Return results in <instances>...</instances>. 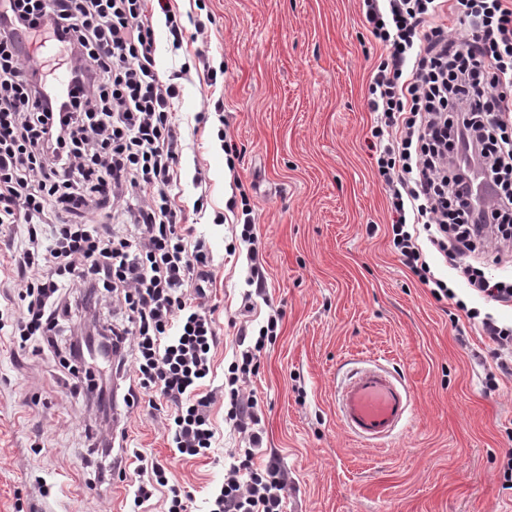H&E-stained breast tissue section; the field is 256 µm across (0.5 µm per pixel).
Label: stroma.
Masks as SVG:
<instances>
[{"label": "stroma", "instance_id": "1", "mask_svg": "<svg viewBox=\"0 0 512 512\" xmlns=\"http://www.w3.org/2000/svg\"><path fill=\"white\" fill-rule=\"evenodd\" d=\"M178 0L181 49L155 18L162 76L203 63L223 66L216 84L179 80L185 149L179 204L205 210L197 232L213 254L209 303L223 341L216 394L239 329L257 333L281 311L280 332L246 387L263 428L259 461L277 454L288 474L284 512H512L503 471L512 458V376L494 370V344L475 328L457 332L456 299L467 283L449 271L457 297L436 300L401 263L391 241L388 188L367 141L372 71L386 55L362 21L359 0ZM204 22V34L195 25ZM209 120L196 127V113ZM236 145L228 169L217 138ZM208 192L192 185L195 168ZM247 197L255 218L262 296L246 297L247 246L227 203ZM371 363L399 375L409 419L382 445L347 433L336 399L346 374ZM59 358L0 332V512H122L130 488L86 438L100 411L71 394ZM128 444L167 462L171 482L198 490L222 481L237 437L213 417L210 458L177 462L166 440L167 409L140 400L118 407Z\"/></svg>", "mask_w": 512, "mask_h": 512}]
</instances>
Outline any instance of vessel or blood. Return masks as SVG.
Returning <instances> with one entry per match:
<instances>
[{
    "label": "vessel or blood",
    "mask_w": 512,
    "mask_h": 512,
    "mask_svg": "<svg viewBox=\"0 0 512 512\" xmlns=\"http://www.w3.org/2000/svg\"><path fill=\"white\" fill-rule=\"evenodd\" d=\"M410 392L380 367L353 371L338 399L344 429L366 440L389 437L407 417Z\"/></svg>",
    "instance_id": "b4317fda"
}]
</instances>
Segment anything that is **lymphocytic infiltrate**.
<instances>
[{
  "mask_svg": "<svg viewBox=\"0 0 512 512\" xmlns=\"http://www.w3.org/2000/svg\"><path fill=\"white\" fill-rule=\"evenodd\" d=\"M0 0V224L27 227V245L10 257L22 312L9 329L15 342L56 348L70 312L71 285L93 288L119 306L121 321L95 333L104 362L132 366L123 395L141 396L170 411L167 442L176 458L209 457L213 358L220 342L207 290L212 252L178 205L184 144L176 120L177 84L157 64L153 17L163 14L173 49L184 29L171 0ZM374 39L388 51L373 71L368 107L375 115L368 147L389 187L392 242L400 260L435 299H450L427 247L459 261L471 292L512 304V279L486 277L472 264L484 246L488 213L476 202L486 180L498 217L512 218V105L495 88L512 83V7L505 0H361ZM451 11L471 32L445 36L429 20ZM63 45L69 79L50 87L27 65V39ZM111 212L97 215V206ZM494 342L500 370L512 367V326L466 310ZM280 314L250 337L228 366L226 420L241 446L205 512H283L288 478L277 456L256 463L263 444L258 403L240 383L255 372ZM70 393L99 390L81 342L62 363ZM139 481L131 512H144L155 493L163 512H191V492L169 480V469L127 449Z\"/></svg>",
  "mask_w": 512,
  "mask_h": 512,
  "instance_id": "1",
  "label": "lymphocytic infiltrate"
}]
</instances>
